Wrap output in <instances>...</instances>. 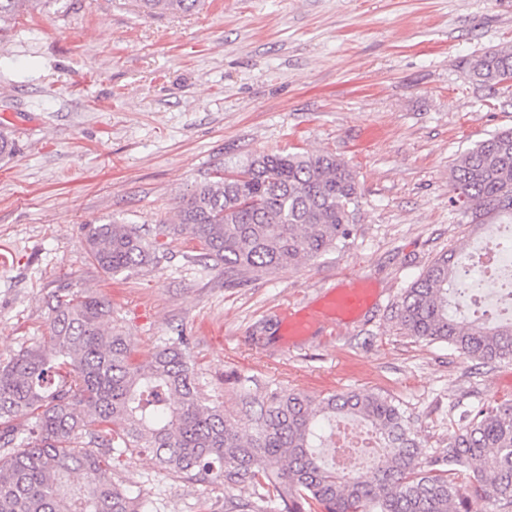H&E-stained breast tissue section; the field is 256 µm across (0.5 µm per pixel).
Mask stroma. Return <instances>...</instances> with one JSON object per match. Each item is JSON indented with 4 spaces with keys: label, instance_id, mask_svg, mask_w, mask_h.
Wrapping results in <instances>:
<instances>
[{
    "label": "stroma",
    "instance_id": "stroma-1",
    "mask_svg": "<svg viewBox=\"0 0 512 512\" xmlns=\"http://www.w3.org/2000/svg\"><path fill=\"white\" fill-rule=\"evenodd\" d=\"M512 46V0H205L189 14L136 0H34L0 27V363L49 334L50 295L108 302L136 358L186 338L195 375L225 413L291 389L392 399L427 455L460 417L512 400V360L482 364L408 336L407 288L442 254L485 235L449 202L450 169L512 129V80L465 59ZM329 152L356 173L346 245L231 285L187 236L156 265L96 269L87 224H167L195 186L248 155ZM372 302L334 333L289 338L288 311L342 277ZM146 512H224L246 490L178 481L152 455L102 457Z\"/></svg>",
    "mask_w": 512,
    "mask_h": 512
}]
</instances>
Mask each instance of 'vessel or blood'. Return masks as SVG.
I'll return each mask as SVG.
<instances>
[{
	"label": "vessel or blood",
	"mask_w": 512,
	"mask_h": 512,
	"mask_svg": "<svg viewBox=\"0 0 512 512\" xmlns=\"http://www.w3.org/2000/svg\"><path fill=\"white\" fill-rule=\"evenodd\" d=\"M369 289L359 286L332 288L324 303L289 317L286 326L289 335L305 336L313 328L335 329L342 321L358 315L370 302Z\"/></svg>",
	"instance_id": "obj_1"
}]
</instances>
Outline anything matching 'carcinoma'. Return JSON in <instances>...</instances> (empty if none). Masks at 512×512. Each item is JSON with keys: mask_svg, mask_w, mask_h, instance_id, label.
<instances>
[{"mask_svg": "<svg viewBox=\"0 0 512 512\" xmlns=\"http://www.w3.org/2000/svg\"><path fill=\"white\" fill-rule=\"evenodd\" d=\"M28 0H0V24ZM148 14L194 11L200 0H140ZM474 80L512 79V47L467 61ZM450 202L471 223L512 224V130L477 142L456 160ZM359 204L351 167L330 153L255 155L196 186L173 224L85 225L86 251L108 276L158 262V237L188 235L236 283L291 268L346 243ZM465 270L450 253L408 288L397 317L407 335L446 342L470 360L512 359V320H459L448 296ZM47 340L0 364V512H143L112 482L100 454L141 448L160 470L189 483L251 488L229 512H470L471 499L512 508V400L457 425L448 450L429 457L391 399L349 391L315 403L274 391L239 423L209 403L182 341L137 361L112 326L111 308L88 292L51 294ZM351 418L373 429L382 456L366 474L327 466L323 423Z\"/></svg>", "mask_w": 512, "mask_h": 512, "instance_id": "1", "label": "carcinoma"}]
</instances>
